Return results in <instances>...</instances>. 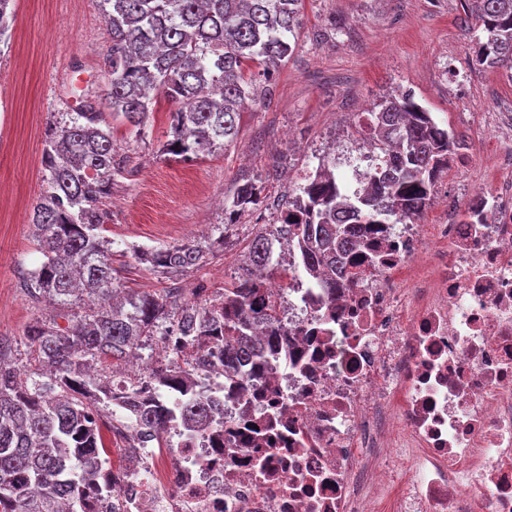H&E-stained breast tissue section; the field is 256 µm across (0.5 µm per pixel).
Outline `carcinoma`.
<instances>
[{
    "label": "carcinoma",
    "mask_w": 512,
    "mask_h": 512,
    "mask_svg": "<svg viewBox=\"0 0 512 512\" xmlns=\"http://www.w3.org/2000/svg\"><path fill=\"white\" fill-rule=\"evenodd\" d=\"M481 33L469 53L481 69L512 73V0H467ZM109 34L103 88L87 95L76 112L45 141L42 162L48 190L33 206L30 224L43 256L20 287L34 302L73 311L68 325L32 324L26 334L34 370L14 367L12 343L0 337V512H81L82 486L105 463L95 412L118 406L139 436L161 443L169 422L186 426L211 420L203 392L189 385L191 357L152 369L154 381L180 394L175 409L145 396L140 381L114 386L92 366L128 359L148 341L177 329L215 343L224 368L235 375L273 350L278 337L255 342L252 330L269 323L276 297L264 272L271 266L268 235L250 245L249 267L224 289V299L197 305L182 289L144 290L118 303H96L118 292L112 275V242L98 230L109 218L112 177L126 167L100 108L141 129L156 96L172 106V139L165 152L209 154L233 142L239 107L256 96L292 53L301 25L302 0H99ZM14 0H0V41L8 38ZM367 127L381 162L361 194L346 196L325 164L299 190L305 218L292 222L303 270L332 295L340 282L359 278L357 250L365 224H401L418 217L446 175L448 153L458 145L409 93L379 100ZM251 183L236 187L231 213L257 205ZM140 259L177 281L210 260L196 244L136 249Z\"/></svg>",
    "instance_id": "carcinoma-1"
}]
</instances>
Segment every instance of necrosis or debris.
Instances as JSON below:
<instances>
[{
	"label": "necrosis or debris",
	"instance_id": "4bbe7bcc",
	"mask_svg": "<svg viewBox=\"0 0 512 512\" xmlns=\"http://www.w3.org/2000/svg\"><path fill=\"white\" fill-rule=\"evenodd\" d=\"M335 295L298 268L279 346L240 375L186 347L215 420L163 447L120 432L83 512H512V186L473 188L443 224H370Z\"/></svg>",
	"mask_w": 512,
	"mask_h": 512
}]
</instances>
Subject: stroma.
<instances>
[{
    "label": "stroma",
    "mask_w": 512,
    "mask_h": 512,
    "mask_svg": "<svg viewBox=\"0 0 512 512\" xmlns=\"http://www.w3.org/2000/svg\"><path fill=\"white\" fill-rule=\"evenodd\" d=\"M473 28L462 0H304L293 54L261 82L240 113L237 139L224 149L193 158L164 153L170 105L162 98L140 133L105 114L117 152L132 158L112 183L110 216L100 230L112 243L121 289L168 285L140 263L134 247L192 242L212 245L214 256L183 277L186 300L222 298L255 235L277 228L279 206L296 191L302 170L325 158L337 177L350 178L351 156L337 154V136L348 134L350 146H358L366 111L394 91L411 93L483 157L466 181L438 182L420 223H439L444 197L458 198L463 185L505 178L499 162L511 145L489 134L480 118L512 113V82L474 68ZM107 44L98 0H16L9 38L0 43V334L16 341L22 370L28 326L50 315L28 301L18 280L19 270L42 261L29 215L47 189V130L77 107L84 89L103 85ZM244 181L260 187L262 201L233 219L224 201Z\"/></svg>",
    "instance_id": "obj_1"
}]
</instances>
